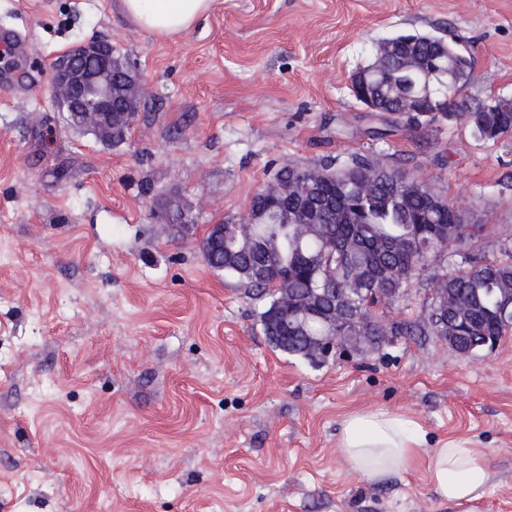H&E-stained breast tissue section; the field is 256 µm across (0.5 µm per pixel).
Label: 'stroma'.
Here are the masks:
<instances>
[{
	"mask_svg": "<svg viewBox=\"0 0 512 512\" xmlns=\"http://www.w3.org/2000/svg\"><path fill=\"white\" fill-rule=\"evenodd\" d=\"M2 26L28 42L0 63L20 73L0 87V512H512V335L312 365L271 348L260 304L200 250L283 164L364 155L473 213L475 254L501 258L512 135L368 111L351 78L383 39L455 35L465 97H512V0H216L167 38L121 0H0ZM100 40L144 88L115 146L66 124L53 86ZM170 199L192 231L162 218ZM375 410L484 449L482 499L448 503L422 465L353 470L341 422Z\"/></svg>",
	"mask_w": 512,
	"mask_h": 512,
	"instance_id": "stroma-1",
	"label": "stroma"
}]
</instances>
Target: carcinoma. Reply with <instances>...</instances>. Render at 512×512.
Here are the masks:
<instances>
[{
	"label": "carcinoma",
	"mask_w": 512,
	"mask_h": 512,
	"mask_svg": "<svg viewBox=\"0 0 512 512\" xmlns=\"http://www.w3.org/2000/svg\"><path fill=\"white\" fill-rule=\"evenodd\" d=\"M391 57L381 70L370 62L359 70L375 84L378 111L398 112L402 95L414 86L431 95L430 108L449 109L466 104L462 89L472 80L470 58L456 43L443 37L397 35L389 38ZM457 56L459 84L443 83L428 92L425 72L408 68L406 61L420 57L443 70L448 57ZM482 139L512 134V108L503 112H454ZM275 179L286 194L276 199L256 195L249 219L255 231L278 240L269 253L247 252L237 265L224 261V252L205 256L214 271L229 275L245 288L247 296L262 303L258 313L264 335L278 321L276 279L288 272V296L301 298L316 286L325 289L321 309L342 301L355 313L368 314V306L391 305L400 300L428 269L432 257L445 271L432 274L434 288L428 306L453 299L450 317L456 323L462 348L479 352L485 344L512 332V305L502 300L501 289H512V250L508 259L488 262L473 254L464 256L468 267L456 265L458 253L444 252L443 244L459 239L465 225L453 203L431 184L387 168L377 159L355 156L337 168L326 162L316 167L281 166ZM336 251L335 277L327 278L324 254ZM391 336H434L428 318L419 323L392 320Z\"/></svg>",
	"instance_id": "carcinoma-1"
}]
</instances>
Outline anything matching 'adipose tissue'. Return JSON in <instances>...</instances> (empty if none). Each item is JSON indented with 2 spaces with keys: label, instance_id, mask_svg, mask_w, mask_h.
<instances>
[{
  "label": "adipose tissue",
  "instance_id": "adipose-tissue-1",
  "mask_svg": "<svg viewBox=\"0 0 512 512\" xmlns=\"http://www.w3.org/2000/svg\"><path fill=\"white\" fill-rule=\"evenodd\" d=\"M214 0H122L124 13L149 32L170 36L189 29L212 9ZM427 443V433L400 413H354L341 423L339 451L358 472L379 479L410 468ZM436 494L462 505L481 498L489 477L486 455L460 440L433 448L427 465Z\"/></svg>",
  "mask_w": 512,
  "mask_h": 512
}]
</instances>
